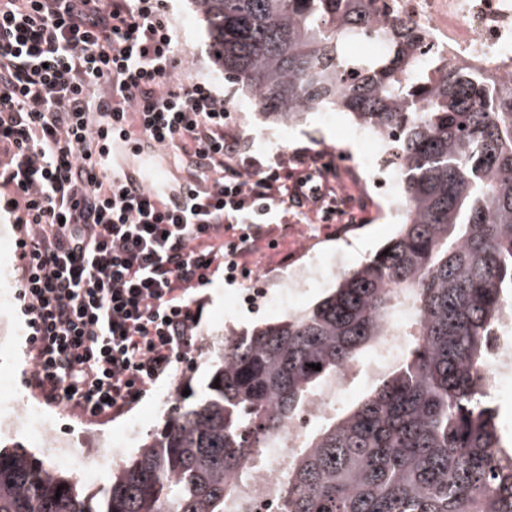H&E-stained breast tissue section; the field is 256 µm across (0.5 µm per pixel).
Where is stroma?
<instances>
[{"label": "stroma", "mask_w": 512, "mask_h": 512, "mask_svg": "<svg viewBox=\"0 0 512 512\" xmlns=\"http://www.w3.org/2000/svg\"><path fill=\"white\" fill-rule=\"evenodd\" d=\"M166 11L178 29L177 53L183 62L184 75L207 80L223 95L248 155L264 161L277 154L290 155L297 149L323 151L326 158L341 161L336 168V187L340 194H352L364 202L363 210L357 214L359 228L347 237L339 236L335 222L313 224L305 214L295 216L293 224L286 228L279 224L265 225L258 249L244 259L250 273L269 279L287 273L290 263L300 253L301 243L310 236L316 238L318 251L346 252L356 264L373 254L390 236L397 219L389 200L369 195L363 172L353 164L354 159L362 156L364 147L345 134L352 124L349 115L333 110L311 112L303 120L288 124L260 114L250 94L225 81L223 71L215 65L208 35L189 0H166ZM23 235L20 225L0 222V295L9 299L7 305H0V336L12 344L9 354H0V372L10 375L15 395L29 402L35 400L36 395L24 383L31 362L25 343L26 318L17 299L18 241ZM241 288V283H227L223 272L219 271L209 283L195 290L200 309L192 360L180 363L171 376L162 380L129 412L114 419L92 422L48 408L57 432L68 443L69 462L60 466L62 475L73 476L74 464L84 460L87 448L95 446L96 433L101 429L121 437L123 445L117 450L120 461L134 457L143 439L162 429L166 413L183 390L198 393L205 388L211 377V352L222 347L226 329L245 334L256 326L286 318L320 300L330 286L313 284L297 303L274 309L247 305L227 309L226 296Z\"/></svg>", "instance_id": "1"}]
</instances>
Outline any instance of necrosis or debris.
<instances>
[{
	"instance_id": "1",
	"label": "necrosis or debris",
	"mask_w": 512,
	"mask_h": 512,
	"mask_svg": "<svg viewBox=\"0 0 512 512\" xmlns=\"http://www.w3.org/2000/svg\"><path fill=\"white\" fill-rule=\"evenodd\" d=\"M384 7L373 14L375 24L399 18L410 24L418 37L419 51L435 67L446 65L479 76L486 89H498L512 81V0H384ZM349 137L365 147L361 167L369 177L371 191L389 197L395 191L396 168L389 146L393 133L370 128L348 129ZM302 260L281 279L283 299L299 297L313 282L332 281L348 269L350 259L339 253L316 261L310 245H303ZM410 302H402L397 320L377 345L368 370L376 372L398 360L408 339L402 333L405 323L414 321ZM489 391L512 396V309L506 310L491 337L479 371ZM351 376L344 368L310 396L304 412L281 425L271 448L258 457L247 477L239 481L225 503V512H279L284 476L289 463L302 447L312 424L331 414L345 394ZM0 434L12 435L23 428L37 447L65 460L64 443L51 422L35 404H21L8 410Z\"/></svg>"
}]
</instances>
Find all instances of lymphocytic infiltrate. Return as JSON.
<instances>
[{
    "label": "lymphocytic infiltrate",
    "instance_id": "f902f5d3",
    "mask_svg": "<svg viewBox=\"0 0 512 512\" xmlns=\"http://www.w3.org/2000/svg\"><path fill=\"white\" fill-rule=\"evenodd\" d=\"M176 47L163 0H0V210L29 227L25 383L91 421L128 412L192 353V292L217 266L235 279L256 225L335 212L331 162L242 157L223 96L178 78ZM114 131L171 154L177 179H124Z\"/></svg>",
    "mask_w": 512,
    "mask_h": 512
}]
</instances>
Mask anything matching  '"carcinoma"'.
<instances>
[{
    "instance_id": "1",
    "label": "carcinoma",
    "mask_w": 512,
    "mask_h": 512,
    "mask_svg": "<svg viewBox=\"0 0 512 512\" xmlns=\"http://www.w3.org/2000/svg\"><path fill=\"white\" fill-rule=\"evenodd\" d=\"M374 2L190 0L224 79L263 113L330 106L396 133L398 231L314 306L227 332L202 393L97 494L0 448V512H225L280 425L386 334L398 288L416 311L403 361L307 437L279 512H512V444L478 374L512 307V82L484 104L471 75L420 58L405 22L371 25ZM373 33L381 55L345 54Z\"/></svg>"
}]
</instances>
